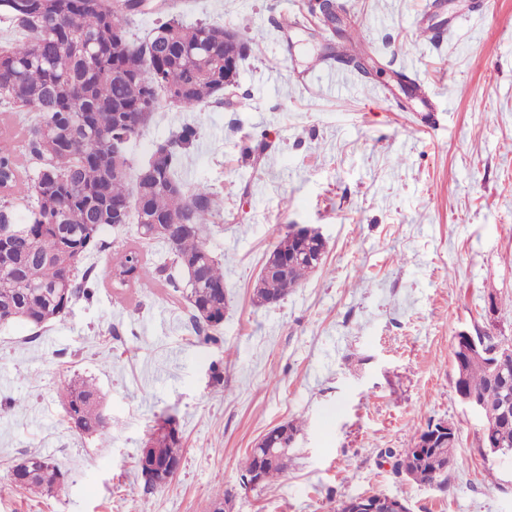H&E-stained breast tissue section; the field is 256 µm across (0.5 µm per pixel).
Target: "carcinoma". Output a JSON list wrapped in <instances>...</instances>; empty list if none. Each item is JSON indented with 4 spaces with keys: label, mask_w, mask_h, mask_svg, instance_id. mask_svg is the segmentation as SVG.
<instances>
[{
    "label": "carcinoma",
    "mask_w": 512,
    "mask_h": 512,
    "mask_svg": "<svg viewBox=\"0 0 512 512\" xmlns=\"http://www.w3.org/2000/svg\"><path fill=\"white\" fill-rule=\"evenodd\" d=\"M52 0L42 11L19 0H0V14L11 24L16 39L0 46V105L7 112H34L24 125L26 159L13 146V132L0 125V224H19L7 263L0 266V327L24 321L42 328L60 320L71 306L91 294L93 268L81 269L92 252L109 253V282L114 288L163 283L182 294L192 310V328L207 341L216 339L224 322V262L211 253L205 233L217 208L211 188L187 185L184 158L198 138L197 129L183 125L154 146L167 156L152 158L136 177L134 190L121 173L125 156L116 149L138 136L146 125L142 107L167 95L176 107L191 112L207 102L224 80V53L240 61L246 41L224 45V27L185 25L171 17L159 21L141 41L126 37L129 19L140 14V0ZM96 57L89 65L86 56ZM131 208L140 242L163 243L167 255L155 261L139 247L114 249L106 237L116 226L112 210ZM157 224H187L191 230L175 235L156 231ZM290 233L280 237L265 264L293 249ZM315 266L297 261L288 269L259 275L253 288L258 305L283 300ZM454 373L461 384L489 411L502 406L507 384L489 373L484 355L469 356L452 348ZM65 420L87 435L107 437L109 422L98 388L72 380L66 389ZM497 443L512 449V413L501 417ZM150 452L163 462L184 458L182 439L165 434L151 440ZM413 442L399 454L398 470L408 480L448 483L446 463H429ZM289 447L260 440L246 454L243 477L256 476L267 486L287 469ZM63 482L51 463L20 476L19 488L50 496Z\"/></svg>",
    "instance_id": "obj_1"
}]
</instances>
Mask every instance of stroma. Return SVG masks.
Masks as SVG:
<instances>
[{"mask_svg":"<svg viewBox=\"0 0 512 512\" xmlns=\"http://www.w3.org/2000/svg\"><path fill=\"white\" fill-rule=\"evenodd\" d=\"M153 3L252 41L225 101L160 104L127 149L135 172L155 143L197 128L184 176L217 196L206 242L225 260L224 323L198 338L181 294L111 288L95 253L93 294L65 318L0 328V512H212L223 491L231 512H336L366 492L410 512H512V467L484 460L451 355L462 331L512 338V0H343L326 41L315 0ZM354 31L361 66L328 87ZM292 224L319 228L324 261L256 306ZM76 377L99 389L108 438L66 422ZM440 419L459 436L444 490L393 469ZM291 421L287 471L244 488L247 449ZM161 425L184 461L148 491L136 459ZM32 454L62 472L54 496L12 485Z\"/></svg>","mask_w":512,"mask_h":512,"instance_id":"1","label":"stroma"}]
</instances>
